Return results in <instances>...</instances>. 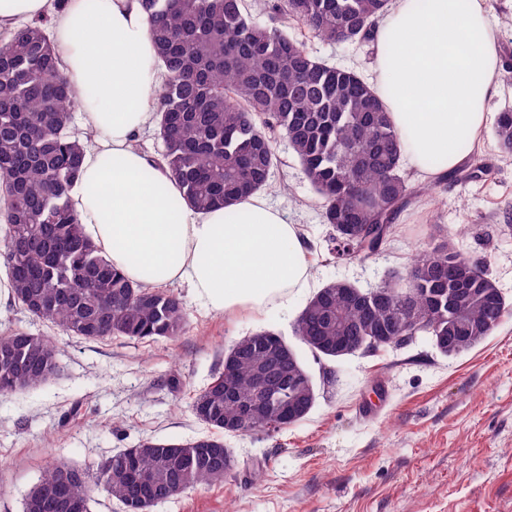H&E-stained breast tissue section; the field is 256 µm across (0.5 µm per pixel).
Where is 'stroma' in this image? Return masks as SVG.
I'll list each match as a JSON object with an SVG mask.
<instances>
[{"label":"stroma","instance_id":"obj_1","mask_svg":"<svg viewBox=\"0 0 512 512\" xmlns=\"http://www.w3.org/2000/svg\"><path fill=\"white\" fill-rule=\"evenodd\" d=\"M496 21L500 66L492 112L512 105V0H488ZM330 64L356 67L374 81L369 45L307 43ZM273 194L307 242L314 288L345 278L366 289L403 271L415 249L440 231L483 259L512 307V155L485 129L461 180L442 181L435 196L412 202L378 260L341 259L328 251L332 229L286 139L278 141ZM479 177H472L474 165ZM311 297L287 312H205L184 297L188 324L173 340L140 343L123 336L84 340L63 335L0 298V334L22 328L50 337L59 373L37 386L0 395V512H23L26 494L50 463L92 470L144 441L187 442L208 428L190 408L192 395L222 370L244 336L271 330L312 376L317 400L305 420L278 433L225 435L236 461L224 483L188 489L151 512H512V311L484 341L453 357L430 337L341 359L316 357L294 322ZM371 407V415L361 407ZM261 469L253 481V469Z\"/></svg>","mask_w":512,"mask_h":512}]
</instances>
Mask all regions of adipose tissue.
Listing matches in <instances>:
<instances>
[{"instance_id":"adipose-tissue-1","label":"adipose tissue","mask_w":512,"mask_h":512,"mask_svg":"<svg viewBox=\"0 0 512 512\" xmlns=\"http://www.w3.org/2000/svg\"><path fill=\"white\" fill-rule=\"evenodd\" d=\"M393 0L374 28L377 84L423 179L455 171L490 121L499 67L487 0ZM52 22L60 70L89 139L71 199L86 234L129 279L180 284L210 312L287 310L309 288L298 225L264 194L199 211L166 167L135 149L156 123L161 84L142 0H0V30Z\"/></svg>"}]
</instances>
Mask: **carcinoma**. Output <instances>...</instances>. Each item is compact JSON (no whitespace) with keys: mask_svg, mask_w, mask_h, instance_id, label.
<instances>
[{"mask_svg":"<svg viewBox=\"0 0 512 512\" xmlns=\"http://www.w3.org/2000/svg\"><path fill=\"white\" fill-rule=\"evenodd\" d=\"M142 2L165 75L156 110L164 146L158 162L188 202L199 210L228 208L275 190L272 172L283 136L321 200L336 255L380 256L400 214L433 188L413 187L405 178L402 136L377 88L353 68L314 57L290 31L303 28L326 43H371L390 0H267L263 24L252 19L245 0ZM76 98L57 66L46 21L27 23L0 41V263L10 274L13 301L70 336L176 337L187 324L179 297L114 268L70 206L84 153V143L71 134ZM494 135L500 150L511 154V108L498 113ZM407 272L409 278H385L372 290L342 278L328 282L297 317L296 336L317 357L334 359L336 347L350 340L360 338L376 351L419 324L417 333L446 337L458 355L505 317V298L486 266L462 254L450 234L430 239ZM450 290L457 296L456 321L438 314ZM278 347L287 344L271 330L243 337L233 345L230 374L219 373L193 394V414L216 433L183 443H141L133 472L126 449L93 474L50 464L29 491L24 512H71L58 495L62 487L80 512H88L97 488L125 512H147L183 489L224 481L235 461L224 455L220 434L240 424L239 406L254 400L260 372L271 381L282 376ZM58 368L59 350L49 337L22 329L0 335V394L36 386ZM277 420L271 405L260 424L238 433H268Z\"/></svg>","mask_w":512,"mask_h":512,"instance_id":"1","label":"carcinoma"}]
</instances>
